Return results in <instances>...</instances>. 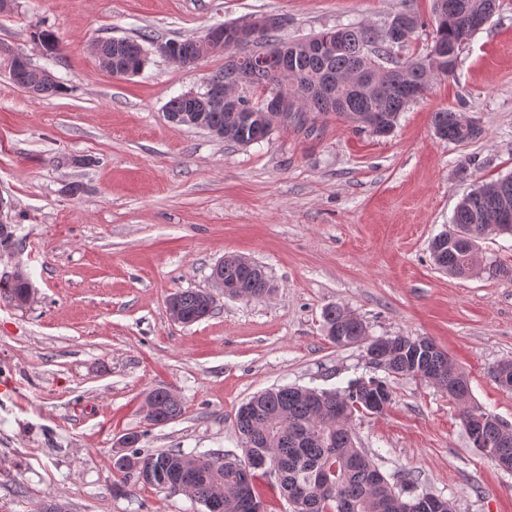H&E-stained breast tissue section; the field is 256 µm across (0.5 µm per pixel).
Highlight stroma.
I'll list each match as a JSON object with an SVG mask.
<instances>
[{"label":"stroma","mask_w":512,"mask_h":512,"mask_svg":"<svg viewBox=\"0 0 512 512\" xmlns=\"http://www.w3.org/2000/svg\"><path fill=\"white\" fill-rule=\"evenodd\" d=\"M432 0H16L0 45L62 82L31 99L0 72V198L14 242L0 280L24 270L34 297L0 298V512H204L184 495L113 487L121 440L149 450L244 454L239 406L274 386L342 389L373 376L365 349L334 345L329 306L360 317L369 338L430 339L470 380L471 401L512 424V393L491 378L512 359V279L459 278L432 263V239L459 199L512 172V0L464 45L450 76L377 137L328 116L246 147L166 116L224 65L183 67L149 54L137 75L98 65L94 42L146 32L166 41L261 15L288 19L287 38L349 24L376 29ZM55 32L58 54L34 42ZM475 117L481 136L441 139L432 114ZM242 255L274 285L230 298L214 265ZM212 292L210 316L174 323L167 298ZM393 402L356 414L358 447L407 496L453 512H512V471L473 448L446 391L390 378ZM159 386L184 412L158 426L143 405Z\"/></svg>","instance_id":"1"}]
</instances>
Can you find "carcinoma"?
Instances as JSON below:
<instances>
[{
  "label": "carcinoma",
  "mask_w": 512,
  "mask_h": 512,
  "mask_svg": "<svg viewBox=\"0 0 512 512\" xmlns=\"http://www.w3.org/2000/svg\"><path fill=\"white\" fill-rule=\"evenodd\" d=\"M497 0H433L432 41L425 52L415 57H399L385 45L381 31L347 26L329 29L312 36L326 49L321 53L307 50L303 41L281 36L286 21L275 18V24L259 35L253 50L288 48V60L294 72L288 75L283 93L288 97V112L272 122L267 112V90L276 80L259 73L252 80L239 106L212 107L203 113L209 132H219L234 125L232 142L249 146L261 142L275 129L290 125L301 128L319 116L334 115L360 131L384 137L391 134L400 114L428 90L439 76L451 75L458 64L464 44L479 31L472 16L494 14ZM211 32L200 37L173 40L178 55L197 60L208 55L206 40ZM49 55L58 51L55 34L42 29L34 32ZM154 38L143 34L140 39L111 38L98 42L102 53L121 65H133L134 73L144 68L148 51L143 43ZM383 68L379 88L373 94L350 90L344 79L375 67ZM193 107V102L179 96L167 106V117L181 124L179 115ZM470 119L448 107L433 113L432 124L440 137L466 144L482 134V128H468ZM512 234V175L481 185L458 202L448 230L431 243V256L441 270L459 278L480 273L510 276L512 270L482 263L480 252L472 244L491 234ZM224 278L240 284L236 292L248 299H263L273 291L264 267L243 266L237 256L224 257ZM0 292L16 303L26 299L27 284L8 279L0 283ZM203 292L187 289L176 293L182 313L198 314ZM326 335L338 346L365 344L366 325L354 313L339 306L324 312ZM409 337H392L384 351V366L373 358L368 363L395 378H413L429 382L449 395L459 408V419L474 447L490 448L501 454V460L512 465V426L501 421L497 425L481 423L491 416L470 403L469 379L455 366L448 353L436 345L421 352L408 347ZM382 393L380 413L393 400L385 379L359 378L342 390L283 386L267 389L241 406L248 418L238 423L241 437L259 428L267 432V440L245 449V455H272L281 465L276 485L288 499L298 496L319 501L313 512H338L336 496L350 502L349 512H406V506L419 497L406 498L397 485L387 478H378L379 469L361 448L357 447L352 430L355 413L370 411L369 398ZM155 412L163 417L178 418L183 403L172 396L167 387H159L147 396ZM115 486L121 490L129 481L150 485L170 495H185L204 506L205 512H263L255 492V480L266 477V471L246 465V459H229L208 453L185 454L180 451L150 452L137 445L118 456Z\"/></svg>",
  "instance_id": "obj_1"
}]
</instances>
